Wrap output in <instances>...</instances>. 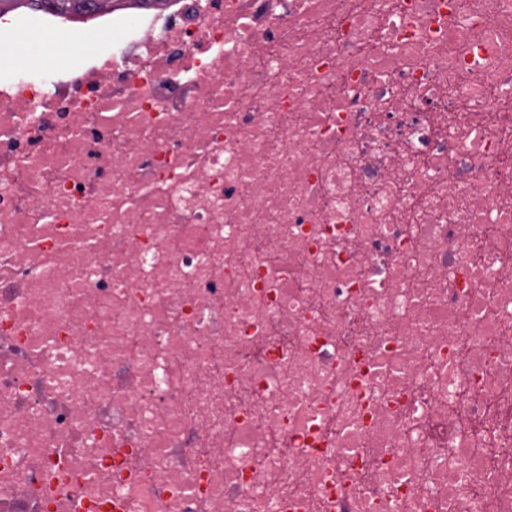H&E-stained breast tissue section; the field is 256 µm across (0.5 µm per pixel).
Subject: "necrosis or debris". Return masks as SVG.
<instances>
[{
  "mask_svg": "<svg viewBox=\"0 0 512 512\" xmlns=\"http://www.w3.org/2000/svg\"><path fill=\"white\" fill-rule=\"evenodd\" d=\"M0 58V512H512V0H114ZM35 35H39L37 33L32 32H26V31H18L14 33L13 39L20 48L22 49H28L26 45V41H31L33 43V47H37V49L43 53L46 54V60L50 64H61V63H70L72 61V58L74 57V54L71 51L70 48V40L68 47L66 50H62L60 48L59 44V37L62 35H68L70 39V34L67 30L61 29L56 32L54 39L47 45L42 46L40 45L36 39L33 37Z\"/></svg>",
  "mask_w": 512,
  "mask_h": 512,
  "instance_id": "1",
  "label": "necrosis or debris"
}]
</instances>
